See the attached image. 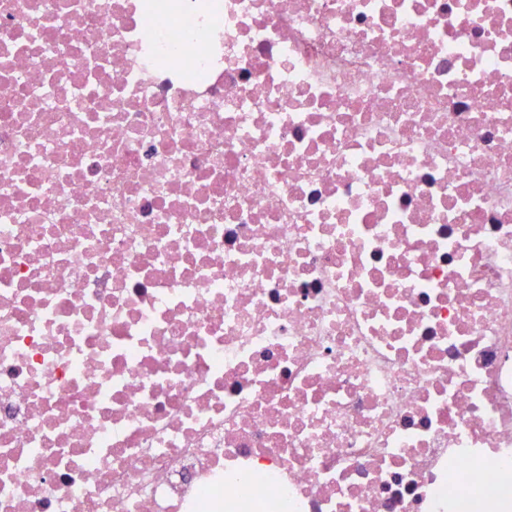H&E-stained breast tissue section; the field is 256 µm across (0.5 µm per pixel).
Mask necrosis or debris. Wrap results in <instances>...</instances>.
<instances>
[{"mask_svg": "<svg viewBox=\"0 0 512 512\" xmlns=\"http://www.w3.org/2000/svg\"><path fill=\"white\" fill-rule=\"evenodd\" d=\"M0 512H512V0H0Z\"/></svg>", "mask_w": 512, "mask_h": 512, "instance_id": "1", "label": "necrosis or debris"}]
</instances>
